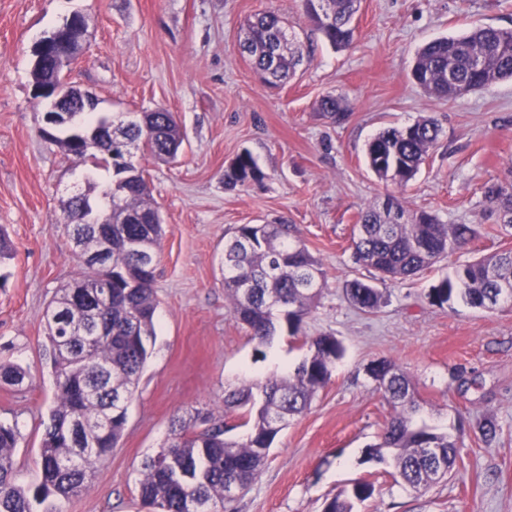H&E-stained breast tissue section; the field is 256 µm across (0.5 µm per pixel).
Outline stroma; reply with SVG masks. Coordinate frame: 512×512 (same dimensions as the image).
<instances>
[{
  "label": "stroma",
  "mask_w": 512,
  "mask_h": 512,
  "mask_svg": "<svg viewBox=\"0 0 512 512\" xmlns=\"http://www.w3.org/2000/svg\"><path fill=\"white\" fill-rule=\"evenodd\" d=\"M264 11L288 16L311 51L297 75L264 86L238 52L240 28ZM88 21L87 55L65 73L93 93L96 110L173 112L184 131L174 161L137 156L163 218L153 287L156 338L127 410L117 448L68 499L33 512H151L139 495L141 464L165 446L173 421L204 429L223 419L233 438L247 429L226 409L227 390L294 367L287 333L258 349L224 294V244L242 224L295 225L319 260L326 286L302 330L342 343L330 382L310 409L277 435L260 477L224 512H324L354 483L374 485L354 512H512V301L482 311L432 305L427 293L452 265L503 250L484 188L512 182V80L456 99L428 96L410 77L428 41L479 24L512 27V0H361L353 45L330 47L303 18L300 0H0V227L14 256L0 261V361L26 368L32 384H0V421L18 423L14 481H39V451L55 392L46 309L72 282L80 260L62 200L74 187L112 181L101 155L66 154L40 136L47 99L31 76L37 42L72 13ZM328 94L348 112H318ZM434 118L440 139L405 188L368 168V141L389 127ZM262 183L228 190L224 170L242 150ZM444 224H476L479 238L418 275L381 282L355 263L356 218L388 196ZM385 287L367 313L344 296L347 281ZM387 360L413 382L429 425L451 434L459 456L448 480L415 491L394 481L389 462L369 461L393 411L367 369ZM497 434L484 442L481 425Z\"/></svg>",
  "instance_id": "1"
}]
</instances>
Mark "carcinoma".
Here are the masks:
<instances>
[{"instance_id":"carcinoma-1","label":"carcinoma","mask_w":512,"mask_h":512,"mask_svg":"<svg viewBox=\"0 0 512 512\" xmlns=\"http://www.w3.org/2000/svg\"><path fill=\"white\" fill-rule=\"evenodd\" d=\"M305 18L335 49L354 41L353 20L360 0H301ZM245 48L253 72L268 87L288 82L304 59L302 42L288 17L259 13L244 27ZM414 82L428 95L451 99L487 90L512 79V28L476 26L459 36H443L426 43L411 69ZM319 111L340 118L346 108L333 95L323 97ZM112 127L127 139L126 152L115 153L105 143L97 152L112 161V224L109 260L112 302L99 304V272L87 262L74 281L60 289L46 313L47 340L55 376L50 422L39 453L41 481L31 489L13 481L14 449L20 432L17 424L0 422V512H31V501L50 496L68 499L87 486L97 464L117 447L126 417L112 418L113 398L132 396L155 339L157 299L154 274L143 269L145 259L157 258L163 227L159 207L152 198L143 170L133 163L132 150L168 161L183 142L180 125L165 109L135 116L118 113ZM441 129L430 117L376 134L367 144L366 158L378 179L399 188L414 180L428 152L438 142ZM76 157L87 154L85 144L72 133L59 139ZM265 173L253 155L244 150L224 170L227 187L260 183ZM485 201L501 215L502 229L512 234V193L496 185L486 187ZM69 235L84 249L97 243L94 224H68ZM480 236L474 224H442L437 216L409 213L397 197L390 211L373 207L359 213L354 240L356 262L377 271L381 279L398 281L414 276L455 253ZM325 285L317 258L302 244L288 224H241L224 247V292L234 318L245 324L257 343L271 342L287 326L295 337L304 319L317 307ZM356 308L375 312L385 303L384 294L371 284L352 279L344 288ZM429 301L437 306L461 301L479 310L485 300L494 304L512 300V250L500 251L455 267L453 274L430 288ZM80 305V322L69 316ZM306 353L293 371L227 391V408L243 409L249 426L240 440L224 438V421L205 417L210 428L195 434L172 424L167 445L142 466L139 493L154 512H187L186 502L196 500L218 512L225 490L233 485L246 490L260 476L270 448L288 420L303 414L315 394L330 381L343 349L329 333L302 337ZM369 376L394 411L382 442L369 448L371 458L391 453L396 474L416 490L434 483L440 459L443 475L456 464L455 439L414 415L420 404L410 380L394 364L379 361ZM28 372L12 363H0V382L18 386ZM372 494V485L357 482L350 496L335 498L325 512H353L354 503Z\"/></svg>"}]
</instances>
